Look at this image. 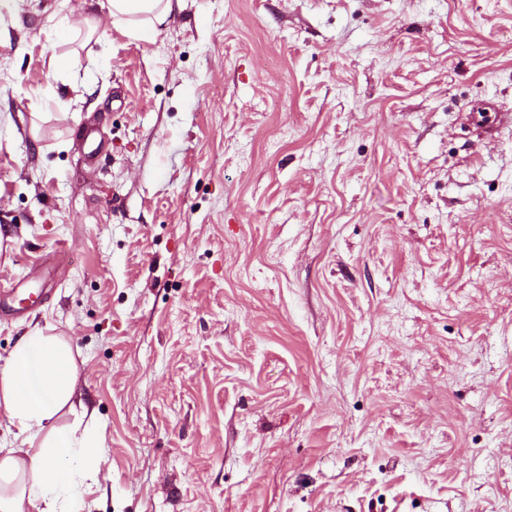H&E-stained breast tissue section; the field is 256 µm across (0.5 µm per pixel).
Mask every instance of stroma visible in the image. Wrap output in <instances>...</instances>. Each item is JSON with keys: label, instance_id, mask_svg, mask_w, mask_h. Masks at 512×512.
Wrapping results in <instances>:
<instances>
[{"label": "stroma", "instance_id": "stroma-1", "mask_svg": "<svg viewBox=\"0 0 512 512\" xmlns=\"http://www.w3.org/2000/svg\"><path fill=\"white\" fill-rule=\"evenodd\" d=\"M101 2L0 0V365L69 340L85 512H512V0ZM173 1L107 0V9L112 26L125 35L145 38L170 15Z\"/></svg>", "mask_w": 512, "mask_h": 512}]
</instances>
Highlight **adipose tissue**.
<instances>
[{"label": "adipose tissue", "mask_w": 512, "mask_h": 512, "mask_svg": "<svg viewBox=\"0 0 512 512\" xmlns=\"http://www.w3.org/2000/svg\"><path fill=\"white\" fill-rule=\"evenodd\" d=\"M113 26L147 37L173 0H107ZM69 341L31 329L0 367V423L14 428V448H0V512H80L86 479L99 473L102 441L80 423L57 425L78 394Z\"/></svg>", "instance_id": "obj_1"}]
</instances>
